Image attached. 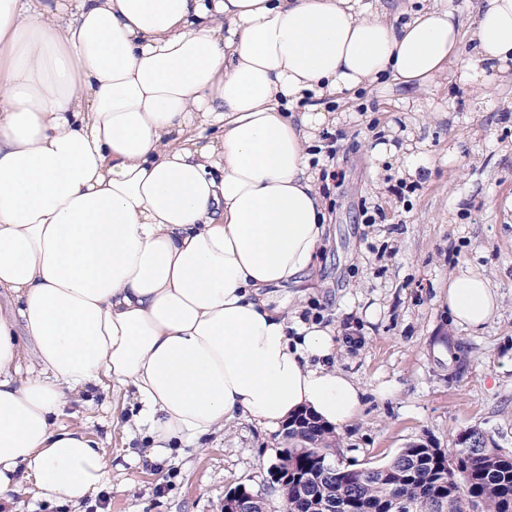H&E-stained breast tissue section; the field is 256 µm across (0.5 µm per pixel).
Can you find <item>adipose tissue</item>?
Listing matches in <instances>:
<instances>
[{"instance_id":"obj_1","label":"adipose tissue","mask_w":512,"mask_h":512,"mask_svg":"<svg viewBox=\"0 0 512 512\" xmlns=\"http://www.w3.org/2000/svg\"><path fill=\"white\" fill-rule=\"evenodd\" d=\"M466 38L455 80L481 89L512 62V0H0V501L111 482L98 440L57 423L91 385L132 391L158 461L242 419L351 425L365 389L335 328L263 291L324 245L331 97L417 93ZM441 302L474 332L501 310L477 267Z\"/></svg>"}]
</instances>
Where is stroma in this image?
I'll return each mask as SVG.
<instances>
[{
	"label": "stroma",
	"instance_id": "obj_1",
	"mask_svg": "<svg viewBox=\"0 0 512 512\" xmlns=\"http://www.w3.org/2000/svg\"><path fill=\"white\" fill-rule=\"evenodd\" d=\"M456 63L414 100L404 87L373 85L341 104L334 167L343 179L325 195L327 234L302 288H271V304L295 303L304 317L354 330L337 365L367 390L355 422L337 433L338 460L375 466L426 438L453 451L476 428L512 450V63L477 93L459 87ZM421 144L426 166L402 177L395 161L374 166L373 143ZM461 158L448 162L449 146ZM373 214L375 223L364 221ZM484 269L503 296L483 330L452 327L436 285L458 266ZM379 305L375 322L358 309ZM60 422L100 439L114 467L106 512H222L243 485L283 512L270 486L273 436L241 420L164 461L148 449L124 457L127 434L112 420L128 403L89 387Z\"/></svg>",
	"mask_w": 512,
	"mask_h": 512
}]
</instances>
